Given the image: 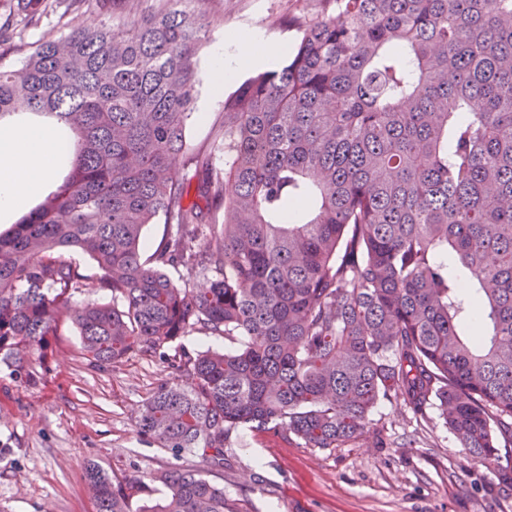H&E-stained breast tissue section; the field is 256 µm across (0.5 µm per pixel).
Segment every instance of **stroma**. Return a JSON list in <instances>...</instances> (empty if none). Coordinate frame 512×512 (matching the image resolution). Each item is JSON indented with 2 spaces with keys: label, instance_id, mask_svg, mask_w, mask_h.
<instances>
[{
  "label": "stroma",
  "instance_id": "35a3bbf8",
  "mask_svg": "<svg viewBox=\"0 0 512 512\" xmlns=\"http://www.w3.org/2000/svg\"><path fill=\"white\" fill-rule=\"evenodd\" d=\"M156 0H125L122 22L153 12ZM210 36L259 31L293 49L297 18L318 0H199ZM94 11L51 13L21 33L22 52L0 58L19 69L26 51L73 26L100 27ZM165 358L130 355L98 371L87 366L71 322L60 323L53 350L34 381L0 369V512H95L85 467L98 464L119 478L172 467L198 468L196 458L138 436L134 418L157 386L171 379ZM224 470L210 479L238 512H512V486L467 458L436 407L413 414L402 400L381 401L369 432L341 448H309L296 436L234 431Z\"/></svg>",
  "mask_w": 512,
  "mask_h": 512
}]
</instances>
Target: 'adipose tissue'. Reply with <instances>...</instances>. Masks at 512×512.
<instances>
[{"label": "adipose tissue", "instance_id": "adipose-tissue-1", "mask_svg": "<svg viewBox=\"0 0 512 512\" xmlns=\"http://www.w3.org/2000/svg\"><path fill=\"white\" fill-rule=\"evenodd\" d=\"M282 52L281 45L251 33L229 48L223 40H216L210 54L211 95L223 92L225 80L240 71L273 64ZM65 140L58 124L33 120L25 112L0 120L1 224L10 223L33 198L57 186Z\"/></svg>", "mask_w": 512, "mask_h": 512}]
</instances>
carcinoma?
Here are the masks:
<instances>
[{
    "mask_svg": "<svg viewBox=\"0 0 512 512\" xmlns=\"http://www.w3.org/2000/svg\"><path fill=\"white\" fill-rule=\"evenodd\" d=\"M196 2L75 27L0 68V118L48 114L73 150L56 191L0 233V365L32 378L65 318L98 370L208 332L235 348H178L135 421L175 456L221 470L241 426L339 448L395 394L436 405L512 486V0H318L287 61L191 148L211 30ZM47 13L17 4L27 26ZM70 252L110 301L73 306L88 275ZM476 316L489 333L466 331ZM86 478L96 512H133L155 482L164 502L139 512H237L199 471Z\"/></svg>",
    "mask_w": 512,
    "mask_h": 512,
    "instance_id": "obj_1",
    "label": "carcinoma"
}]
</instances>
